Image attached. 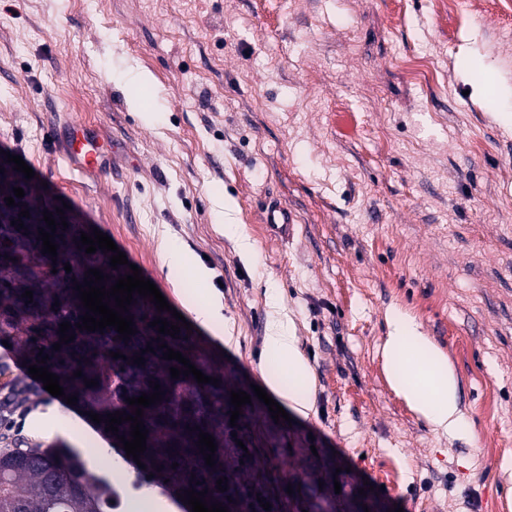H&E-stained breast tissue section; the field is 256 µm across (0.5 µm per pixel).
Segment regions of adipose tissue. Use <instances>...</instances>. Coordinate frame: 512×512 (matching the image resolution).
<instances>
[{
    "label": "adipose tissue",
    "mask_w": 512,
    "mask_h": 512,
    "mask_svg": "<svg viewBox=\"0 0 512 512\" xmlns=\"http://www.w3.org/2000/svg\"><path fill=\"white\" fill-rule=\"evenodd\" d=\"M387 325L382 355L393 392L433 431L450 436L468 433L469 424L459 408L457 377L447 356L407 313L391 310ZM263 352L281 363L280 368L261 371L269 393L295 413L308 416L312 369L287 320L270 322Z\"/></svg>",
    "instance_id": "adipose-tissue-1"
}]
</instances>
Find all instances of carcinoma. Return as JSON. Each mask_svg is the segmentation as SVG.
I'll use <instances>...</instances> for the list:
<instances>
[{"mask_svg": "<svg viewBox=\"0 0 512 512\" xmlns=\"http://www.w3.org/2000/svg\"><path fill=\"white\" fill-rule=\"evenodd\" d=\"M0 336L18 337L21 356L31 365L45 366L59 376L64 393L78 398V404L87 411L107 415L115 411L132 414L135 407L126 398L139 397L154 392L149 383L158 384L165 391L162 400L143 408L142 421L148 429L146 451L142 463L146 469H138L139 479L169 491L176 488L206 489L207 504L222 503L229 496L254 512L257 498L267 497L265 482L251 474L252 454L246 453L235 442L233 434L238 427L230 426V411L224 407V384H201L193 378L180 376L174 379L170 368L185 370L176 360L163 359L166 344L202 370L207 366L196 350L194 342L186 335L174 339L160 334L149 322L167 318L158 312L149 299L133 294L129 315L141 326V335L124 342L112 327L87 332L76 323L86 309L74 290V283L84 284L90 269H99L107 276L106 287H111L120 276L128 274L125 266L113 269L112 254L97 250L87 253L78 248L81 230L75 224L56 229L54 242L58 245L57 257L42 253V237L38 228H47L43 211L47 200L42 189L7 162L0 154ZM20 187L25 195L15 199V205H6L5 197L14 196L13 188ZM26 209L30 217L25 228H17L5 218ZM10 259H5V256ZM71 265V272L64 270ZM57 273H52V270ZM33 291V302L22 297L25 291ZM68 322V334L75 339L60 343L59 324ZM155 352L141 353L146 347ZM120 352L126 359H115L110 352ZM49 360L43 362L38 353ZM145 358V364L133 363L137 356ZM82 371V376L74 372ZM98 381L95 387L85 386L84 379ZM30 389L16 381L11 384L6 401L0 402V410L9 405L23 406L28 401ZM192 429H186V426ZM213 435L217 444L215 466L206 465L197 447L199 431ZM8 419L0 414V439L6 446L0 449V512H108L112 509V485L90 474L76 453L63 446L54 448L30 447L19 437L5 433ZM231 448V471L224 474V449ZM178 467H172V463ZM228 478L227 491L216 488V481Z\"/></svg>", "mask_w": 512, "mask_h": 512, "instance_id": "obj_1", "label": "carcinoma"}]
</instances>
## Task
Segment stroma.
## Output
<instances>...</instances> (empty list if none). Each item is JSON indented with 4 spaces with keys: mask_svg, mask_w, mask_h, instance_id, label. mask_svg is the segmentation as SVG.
Listing matches in <instances>:
<instances>
[{
    "mask_svg": "<svg viewBox=\"0 0 512 512\" xmlns=\"http://www.w3.org/2000/svg\"><path fill=\"white\" fill-rule=\"evenodd\" d=\"M458 10L467 24L434 0H0V148L177 312L222 301L223 337L189 335L226 390L260 383L273 317L294 329L312 413L276 422L256 399L239 417L279 512H304L318 487L333 512H512L498 470L512 455V129L493 117L512 100L479 88L487 75L512 86V13ZM75 119L112 145L102 178L56 148ZM271 201L294 214L288 239L265 230ZM228 202L252 254L218 222ZM172 247L205 279L165 266ZM394 308L446 354L469 434H435L390 389ZM13 380L32 389L12 415L19 437L136 479L12 340L0 401Z\"/></svg>",
    "mask_w": 512,
    "mask_h": 512,
    "instance_id": "obj_1",
    "label": "stroma"
}]
</instances>
